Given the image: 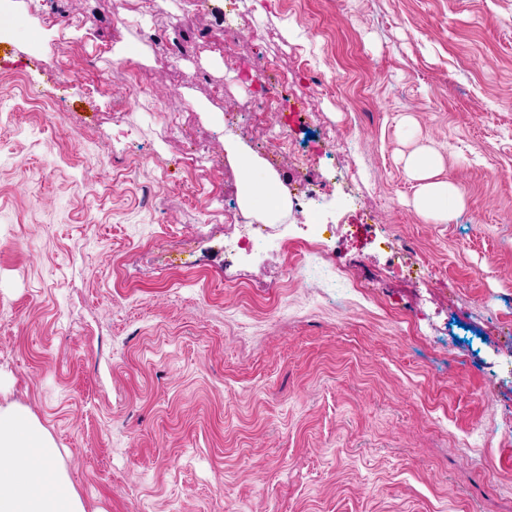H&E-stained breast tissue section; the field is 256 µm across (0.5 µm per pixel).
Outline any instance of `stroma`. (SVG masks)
<instances>
[{
  "label": "stroma",
  "instance_id": "35a3bbf8",
  "mask_svg": "<svg viewBox=\"0 0 512 512\" xmlns=\"http://www.w3.org/2000/svg\"><path fill=\"white\" fill-rule=\"evenodd\" d=\"M234 7L229 68L204 38ZM138 10L17 0L0 40V405L50 433L86 512H512V0ZM261 56L301 93L265 120L340 144L265 163L289 196L355 193L323 237L363 292L293 239L224 263L210 200L237 197L224 137L255 144ZM192 140L211 169L182 164ZM423 144L467 199L446 224L412 206Z\"/></svg>",
  "mask_w": 512,
  "mask_h": 512
}]
</instances>
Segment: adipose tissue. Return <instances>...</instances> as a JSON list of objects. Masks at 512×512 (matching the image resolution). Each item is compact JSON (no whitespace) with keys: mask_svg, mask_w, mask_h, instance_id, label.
<instances>
[{"mask_svg":"<svg viewBox=\"0 0 512 512\" xmlns=\"http://www.w3.org/2000/svg\"><path fill=\"white\" fill-rule=\"evenodd\" d=\"M224 149L240 175V209L248 222L275 224L288 213L289 197L277 173L232 137ZM442 162L421 147L405 159L416 181L412 204L423 218L445 224L465 205L456 184L441 179ZM59 450L51 435L27 409L0 407V512H86L69 476L58 466Z\"/></svg>","mask_w":512,"mask_h":512,"instance_id":"1","label":"adipose tissue"}]
</instances>
